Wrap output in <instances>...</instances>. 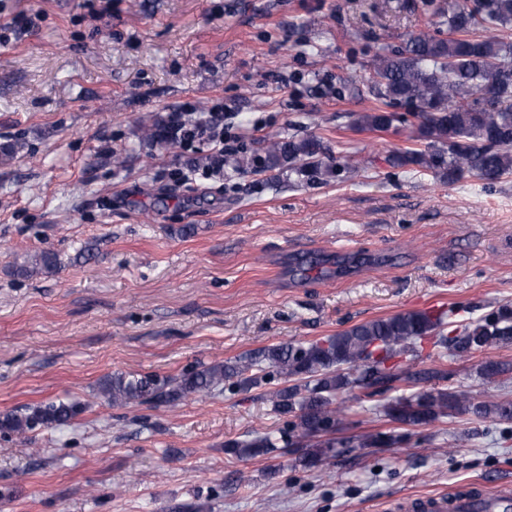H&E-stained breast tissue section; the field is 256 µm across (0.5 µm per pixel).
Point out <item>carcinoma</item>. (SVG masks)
I'll use <instances>...</instances> for the list:
<instances>
[{
	"mask_svg": "<svg viewBox=\"0 0 512 512\" xmlns=\"http://www.w3.org/2000/svg\"><path fill=\"white\" fill-rule=\"evenodd\" d=\"M436 30L421 31L405 45L386 46L369 66L368 89L377 104L354 114L353 125L387 130L394 122L414 127L413 144L391 154L396 168L413 167L452 184L471 175L491 190L512 177V41L492 28L512 27V0H477L474 8L455 6L436 11ZM406 109L404 113L393 111ZM320 139L309 136L272 140L261 161L265 171L296 172L329 168L320 155ZM57 256L35 255V268L51 272ZM462 310H408L373 319L321 340L279 344L241 353L222 363L201 364L178 377L114 372L99 385L114 406L153 402L173 404L220 388L248 391L273 379L281 386L269 393L273 410L291 417L280 436L257 433L229 441L225 452L237 459L266 456L278 441L292 448L307 469H322L338 448H398L406 435L394 430L364 433L349 442L326 437L322 428L344 429V410L337 397L355 389L371 397L403 384L440 381L447 369L411 372L397 365L428 343L461 359L478 350L512 344V303H493L476 320H453ZM512 374V365L487 361L479 375L495 381ZM83 412L76 402H46L0 415V433L24 437L37 427L59 426ZM388 421L410 428L434 424L459 413L495 424H512V401H477L435 387L382 405Z\"/></svg>",
	"mask_w": 512,
	"mask_h": 512,
	"instance_id": "1",
	"label": "carcinoma"
}]
</instances>
